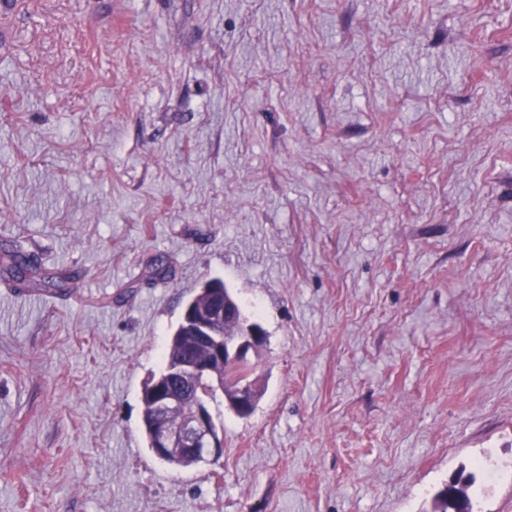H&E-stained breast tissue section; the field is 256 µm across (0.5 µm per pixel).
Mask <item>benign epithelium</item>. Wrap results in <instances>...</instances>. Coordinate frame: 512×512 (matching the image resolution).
<instances>
[{
  "label": "benign epithelium",
  "mask_w": 512,
  "mask_h": 512,
  "mask_svg": "<svg viewBox=\"0 0 512 512\" xmlns=\"http://www.w3.org/2000/svg\"><path fill=\"white\" fill-rule=\"evenodd\" d=\"M228 298L220 297L207 309H198L193 304L185 306L182 321L190 328L195 343L206 348L207 354L185 365L191 371H202L218 375L224 367L250 361L249 352L264 342V331L257 323L245 326L235 338L224 336V318L231 314ZM150 400L153 405L152 453L165 458L175 448L184 454L210 464L224 454V444L215 435L213 419L204 400L188 396L169 383L156 382L152 386ZM257 399L252 381L240 384L236 392L227 398L229 407L245 416L254 410ZM181 418L171 419L173 412Z\"/></svg>",
  "instance_id": "benign-epithelium-1"
}]
</instances>
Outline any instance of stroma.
<instances>
[{"instance_id": "stroma-1", "label": "stroma", "mask_w": 512, "mask_h": 512, "mask_svg": "<svg viewBox=\"0 0 512 512\" xmlns=\"http://www.w3.org/2000/svg\"><path fill=\"white\" fill-rule=\"evenodd\" d=\"M0 512H512V0H0ZM163 259L167 272L148 273ZM220 278L224 453L145 382ZM3 261L8 264V270L18 288H34L45 293L62 292L67 284L74 280L75 273L59 272L56 274L43 273L40 264L32 256L21 250L7 251ZM230 301L235 302L234 298L229 300L223 295L207 309H197L193 303L186 304L182 321L190 328L196 345L205 347L207 354L185 365V368L215 376L221 372V380L216 383L223 393L238 385L234 395L225 398L235 413L245 416L252 413L257 402L253 382L249 380L240 384L249 378L251 365L225 370L224 366L249 362V352L263 344L265 334L258 323H250L239 336L228 338L236 336L242 330L240 317L248 318L242 310H236L235 316L224 321L231 314ZM150 400L153 405L152 453L165 458L174 448L210 464L224 453L221 437L213 430V419L205 400L188 396L170 383L156 382ZM178 411L181 418L171 419Z\"/></svg>"}]
</instances>
